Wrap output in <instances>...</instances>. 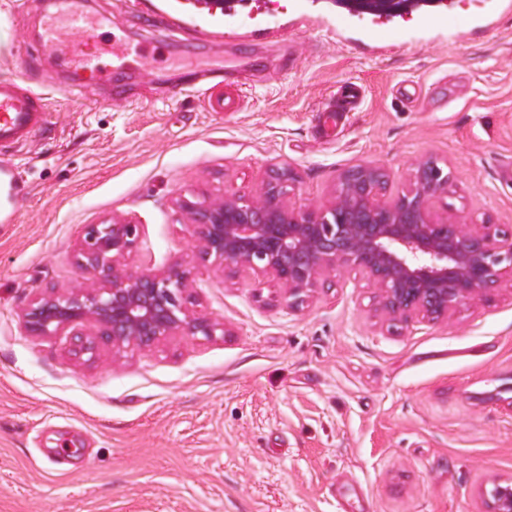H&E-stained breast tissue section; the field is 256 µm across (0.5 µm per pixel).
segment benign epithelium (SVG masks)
Segmentation results:
<instances>
[{
  "mask_svg": "<svg viewBox=\"0 0 512 512\" xmlns=\"http://www.w3.org/2000/svg\"><path fill=\"white\" fill-rule=\"evenodd\" d=\"M292 168L275 165L256 195H202L175 205L192 228L196 258L217 269L232 266L274 280L288 308L297 310L319 282L350 267L377 290L378 312L390 329L413 318L437 322L470 301L512 282V230L489 216L464 224L448 197L451 172L432 158L418 163L409 186L388 194L391 172L357 164L343 172L327 204L297 210L286 201ZM138 245L137 225L112 216L85 227L72 253L83 280L35 295L24 310L33 336H76L74 354L91 355L80 338L93 324L121 350H146L169 336L209 339L224 324L193 310L190 271L176 259L162 270L132 273L125 258ZM485 512H512V489L482 491Z\"/></svg>",
  "mask_w": 512,
  "mask_h": 512,
  "instance_id": "1",
  "label": "benign epithelium"
}]
</instances>
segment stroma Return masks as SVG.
I'll list each match as a JSON object with an SVG mask.
<instances>
[{
  "instance_id": "stroma-1",
  "label": "stroma",
  "mask_w": 512,
  "mask_h": 512,
  "mask_svg": "<svg viewBox=\"0 0 512 512\" xmlns=\"http://www.w3.org/2000/svg\"><path fill=\"white\" fill-rule=\"evenodd\" d=\"M83 2L102 22L104 62L113 41H146L125 0ZM267 2L238 0L239 23L285 25L288 45L184 48L201 69L253 66L240 111L183 95L78 103L55 90L50 131L1 157L21 200L0 222V512H483L481 487L512 483V284L391 332L374 288L343 268L293 311L271 279L196 265L173 205L205 190L257 193L286 164L290 204L312 209L354 165L387 166L396 193L433 158L453 174L460 221L512 227V184L497 176L512 163V15L474 37L480 0H457L452 21L417 10L378 56L320 26L334 0ZM48 9L0 0V76L29 62L61 78L58 60L27 55ZM112 214L138 226L130 271L195 264L191 294L224 335L147 351L102 339L84 362L69 334L26 331L30 299L81 280L82 229ZM63 438L80 452L60 467Z\"/></svg>"
}]
</instances>
